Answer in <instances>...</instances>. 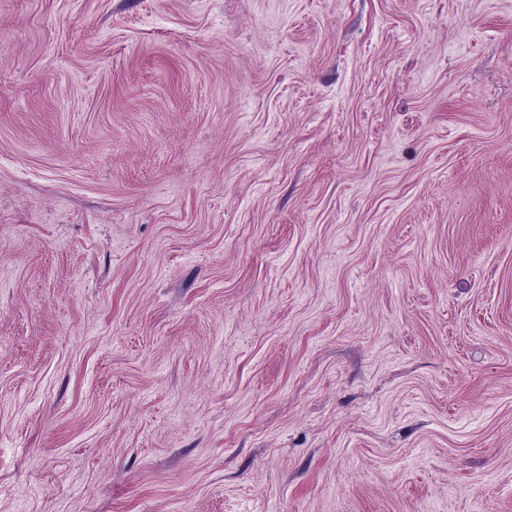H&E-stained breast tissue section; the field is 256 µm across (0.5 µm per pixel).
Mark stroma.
<instances>
[{
	"label": "stroma",
	"mask_w": 512,
	"mask_h": 512,
	"mask_svg": "<svg viewBox=\"0 0 512 512\" xmlns=\"http://www.w3.org/2000/svg\"><path fill=\"white\" fill-rule=\"evenodd\" d=\"M0 512H512V0H0Z\"/></svg>",
	"instance_id": "1"
}]
</instances>
